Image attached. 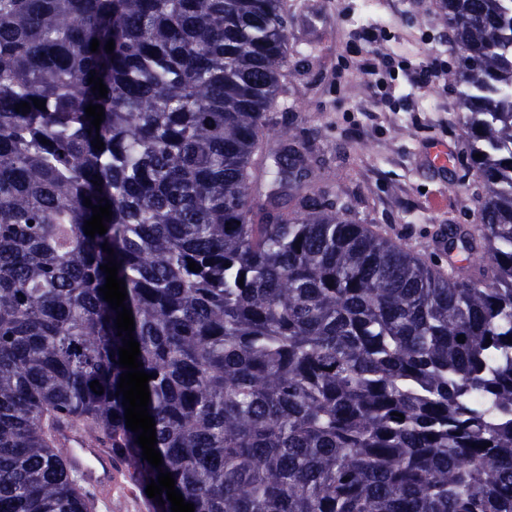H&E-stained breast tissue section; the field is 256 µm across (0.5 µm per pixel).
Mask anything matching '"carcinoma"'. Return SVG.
I'll list each match as a JSON object with an SVG mask.
<instances>
[{"label":"carcinoma","mask_w":512,"mask_h":512,"mask_svg":"<svg viewBox=\"0 0 512 512\" xmlns=\"http://www.w3.org/2000/svg\"><path fill=\"white\" fill-rule=\"evenodd\" d=\"M444 4L480 183L446 271L346 218L297 133L253 198L288 0H0V512H98L68 448L147 512H172L161 470L195 512H512V0ZM87 198L112 205L93 238ZM104 243L157 468L116 395Z\"/></svg>","instance_id":"cac0c4a2"}]
</instances>
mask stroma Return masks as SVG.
Returning <instances> with one entry per match:
<instances>
[{"label": "stroma", "instance_id": "obj_1", "mask_svg": "<svg viewBox=\"0 0 512 512\" xmlns=\"http://www.w3.org/2000/svg\"><path fill=\"white\" fill-rule=\"evenodd\" d=\"M289 77L268 139L279 153L289 134L310 139L321 183L336 191L346 215L373 224L404 246L447 265L436 232L475 221L474 190L452 196L456 168L433 169L427 152L447 144L467 151L459 89L417 88L415 76L448 49L443 0H288ZM391 58L382 83L360 61Z\"/></svg>", "mask_w": 512, "mask_h": 512}]
</instances>
